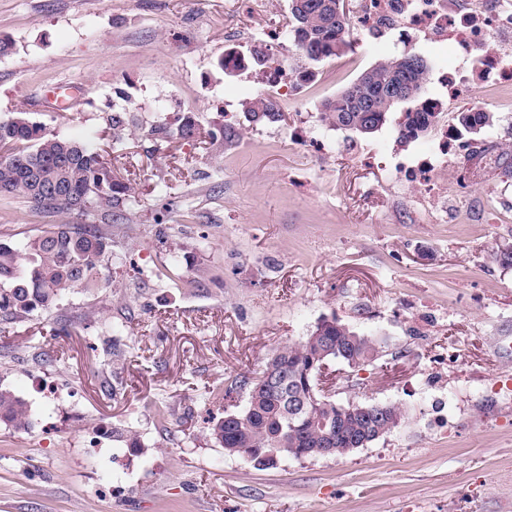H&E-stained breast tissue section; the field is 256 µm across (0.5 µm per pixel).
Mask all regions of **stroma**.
Masks as SVG:
<instances>
[{"label": "stroma", "mask_w": 512, "mask_h": 512, "mask_svg": "<svg viewBox=\"0 0 512 512\" xmlns=\"http://www.w3.org/2000/svg\"><path fill=\"white\" fill-rule=\"evenodd\" d=\"M288 0H0V117L24 110L52 131L107 154L106 116L126 90L135 125L113 162L139 207L112 231L100 289L66 291L56 308L0 331V386L31 407L23 429L0 422V512H512V183L474 177L460 222L435 221L394 165L399 112L366 137L320 120L323 102L381 59L417 54L457 66L445 45L381 48L359 31L344 55L297 84L298 53L272 44L282 68V121L248 123L241 102L268 91L246 55ZM79 85L75 97L58 83ZM512 142V89L475 84ZM230 124L232 142L174 139L158 122ZM323 140L319 154L302 147ZM189 205L165 223L166 200ZM47 220L0 196V239L25 240ZM378 341L382 356L328 364L341 404H394L400 426L345 457L282 458L259 467L226 454L209 421L242 412L236 381L255 379L281 346L324 319ZM125 326L126 358L105 355L106 322ZM119 376L118 392L104 388ZM163 405L165 419L154 414ZM130 430L127 448L113 430Z\"/></svg>", "instance_id": "obj_1"}]
</instances>
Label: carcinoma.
Instances as JSON below:
<instances>
[{
    "mask_svg": "<svg viewBox=\"0 0 512 512\" xmlns=\"http://www.w3.org/2000/svg\"><path fill=\"white\" fill-rule=\"evenodd\" d=\"M345 0H289L288 40L302 58L310 62L342 54L351 48L347 39L348 15L336 20ZM427 61L419 55H400L381 60L365 70V75L326 100L320 120L326 125L370 135L388 120L395 106L387 93L396 84L417 92L409 100L398 127L401 142L416 140L432 127L433 103L419 93L426 81ZM245 118L252 123L281 121L279 104L259 95L242 102ZM107 122L112 128V145L123 144L129 127V109L113 105ZM495 123L490 112H459L457 127L462 134L480 136ZM156 144L172 138L193 140L200 136L198 125L190 117L176 127L160 122L147 132ZM238 137L233 127L219 125L206 133L214 142H231ZM0 195L21 198L44 217L75 214V223L50 224L41 234L21 244L0 240V317L16 319L36 310L47 311L58 305L65 291L100 287L94 277L98 263L108 253L110 237L106 228L129 221L139 205L132 187L112 171V161L89 144L61 136L19 111L0 119ZM110 354L118 361L123 356L124 328L104 323ZM377 342L361 335L338 320L323 319L310 335L298 343L280 347L265 365L295 393L306 390L302 373L311 361L320 364L341 360L352 368L374 364L380 358ZM247 391L245 410L211 421L210 435L215 443L229 452L242 448L262 461L274 450L280 458L319 457L324 448L335 455L366 438L378 427L382 434L396 428L403 419L400 407L384 405L380 410L369 406L371 413L357 411L353 404L327 408L320 403L291 409L282 390L258 381L239 382ZM28 403L8 389L0 387V421L16 428L29 424Z\"/></svg>",
    "mask_w": 512,
    "mask_h": 512,
    "instance_id": "obj_1",
    "label": "carcinoma"
}]
</instances>
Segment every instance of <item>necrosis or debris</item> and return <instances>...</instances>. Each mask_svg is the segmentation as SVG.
<instances>
[{"label":"necrosis or debris","mask_w":512,"mask_h":512,"mask_svg":"<svg viewBox=\"0 0 512 512\" xmlns=\"http://www.w3.org/2000/svg\"><path fill=\"white\" fill-rule=\"evenodd\" d=\"M353 24L375 39L421 37L452 45L462 65L437 77L440 94L448 100L467 96L477 83L512 88V0H357ZM434 127L421 157L410 165L396 163L394 169L418 188L425 210L444 220L449 191L466 189L470 158L488 147L461 140L448 123L438 121Z\"/></svg>","instance_id":"1"}]
</instances>
